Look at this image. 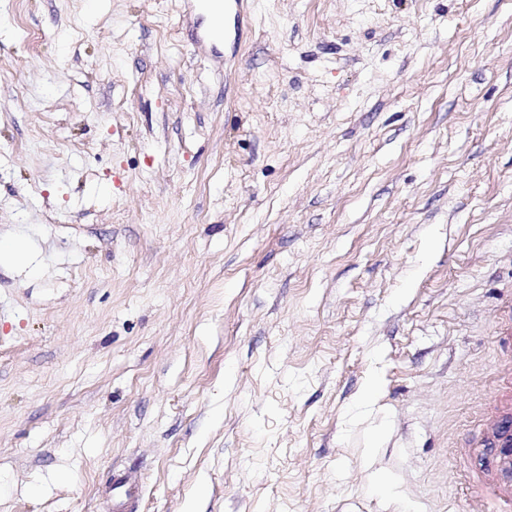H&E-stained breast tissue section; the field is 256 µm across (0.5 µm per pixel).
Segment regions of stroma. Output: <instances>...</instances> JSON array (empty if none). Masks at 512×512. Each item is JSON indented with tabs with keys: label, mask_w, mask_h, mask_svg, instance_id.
I'll use <instances>...</instances> for the list:
<instances>
[{
	"label": "stroma",
	"mask_w": 512,
	"mask_h": 512,
	"mask_svg": "<svg viewBox=\"0 0 512 512\" xmlns=\"http://www.w3.org/2000/svg\"><path fill=\"white\" fill-rule=\"evenodd\" d=\"M0 0V512H475L512 294V0ZM30 252V246L21 241L0 239V263L9 261L15 264H28ZM138 492V479L126 471L113 470L104 493L115 512L130 511Z\"/></svg>",
	"instance_id": "stroma-1"
}]
</instances>
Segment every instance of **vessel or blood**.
Returning a JSON list of instances; mask_svg holds the SVG:
<instances>
[{
	"mask_svg": "<svg viewBox=\"0 0 512 512\" xmlns=\"http://www.w3.org/2000/svg\"><path fill=\"white\" fill-rule=\"evenodd\" d=\"M494 332L507 351L497 367L496 396L481 416L492 456L475 481L481 486L484 512H512V300L501 306ZM104 492L113 512H130L138 480L128 472L113 471Z\"/></svg>",
	"mask_w": 512,
	"mask_h": 512,
	"instance_id": "vessel-or-blood-1",
	"label": "vessel or blood"
}]
</instances>
